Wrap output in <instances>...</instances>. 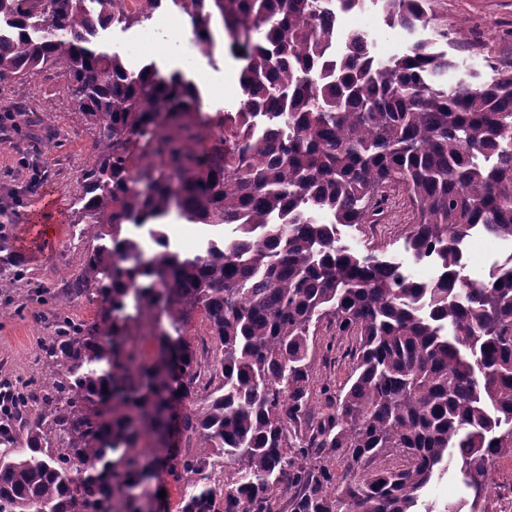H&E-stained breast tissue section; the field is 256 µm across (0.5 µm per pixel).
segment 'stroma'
Listing matches in <instances>:
<instances>
[{
    "label": "stroma",
    "instance_id": "1",
    "mask_svg": "<svg viewBox=\"0 0 512 512\" xmlns=\"http://www.w3.org/2000/svg\"><path fill=\"white\" fill-rule=\"evenodd\" d=\"M437 27L461 30L468 43H481L482 55L466 51L459 58L478 71H486L487 61L497 65L512 64V0H432ZM340 30H360L367 34L373 54L381 59L405 52L410 38L400 28L388 27L382 12L373 5L343 13L337 17ZM102 38L134 65L156 62L164 72L178 71L199 88L202 108L219 112L238 106L241 89L238 75L241 59L231 48H213L201 54L192 32L174 36L165 27L162 15L133 26L115 25L103 32ZM163 46L166 55L155 58L150 44ZM23 104L26 122L22 131L0 123V181L25 184L32 169H39L47 182L38 197L26 206L16 208L0 200V223L7 225L10 241L29 271L27 282L10 288L14 303L24 305L23 315L0 318V374L32 375L34 358L43 331L36 321L38 305L30 303L34 288L57 281L62 270L74 267L78 255L70 245L71 223L75 216L78 177L82 166L94 156L95 135L86 125L73 119L69 96L55 79L53 72L9 82L8 92L0 104ZM54 108V125L43 127L38 117L45 107ZM49 202L47 216L53 227L48 236H37L35 225L42 202ZM168 233L172 247L182 255L197 253L207 240L219 235V227L190 224L177 216H169ZM410 218L397 209L388 224L373 228L340 227L342 244L353 251L367 253L376 249L381 255L400 262L404 271L418 281L436 276L431 263H414L406 250ZM465 273L482 280L503 264L512 254V244L475 231L463 243Z\"/></svg>",
    "mask_w": 512,
    "mask_h": 512
}]
</instances>
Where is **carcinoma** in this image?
Masks as SVG:
<instances>
[{
    "label": "carcinoma",
    "mask_w": 512,
    "mask_h": 512,
    "mask_svg": "<svg viewBox=\"0 0 512 512\" xmlns=\"http://www.w3.org/2000/svg\"><path fill=\"white\" fill-rule=\"evenodd\" d=\"M113 2L0 0V94L53 70L96 135L79 263L36 290L40 372L0 379V512H143L161 460L184 487L177 512H283L284 496L288 512H418L454 461L472 498L424 512H489L488 470L512 449V258L463 278L462 243L477 226L512 241V66L485 82L460 71L461 31L417 36L429 0H172L202 53L214 25L242 51L244 100L215 134L181 72L104 49L100 32L155 8L116 16ZM368 2L414 36L406 52L378 60L365 35H339L332 6ZM46 180L0 183V197L22 205ZM399 198L412 260L440 267L429 282L339 244L337 225L378 224ZM174 200L239 236L184 257L157 233L145 257L124 226L162 223ZM26 276L0 234V281ZM80 301L93 317L72 312ZM196 312L206 340L173 350L161 334L137 363L132 329L164 317L180 332ZM322 327L349 360L338 388L314 387ZM175 401L185 447L161 459L150 444Z\"/></svg>",
    "instance_id": "carcinoma-1"
}]
</instances>
